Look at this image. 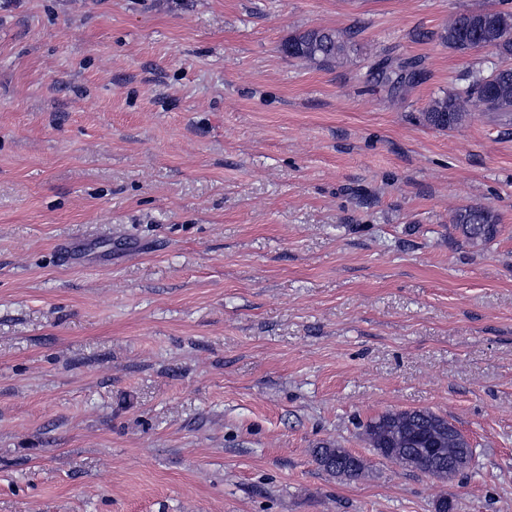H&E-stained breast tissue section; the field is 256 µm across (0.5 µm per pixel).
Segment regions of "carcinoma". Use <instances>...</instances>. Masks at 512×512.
<instances>
[{"instance_id":"obj_1","label":"carcinoma","mask_w":512,"mask_h":512,"mask_svg":"<svg viewBox=\"0 0 512 512\" xmlns=\"http://www.w3.org/2000/svg\"><path fill=\"white\" fill-rule=\"evenodd\" d=\"M493 22L495 53L512 58V10H476L453 17L438 34L440 42L457 52L466 53L485 47L486 40L475 35L473 22L480 18ZM347 32L310 29L296 34L285 42L283 51L291 58L328 67L344 58L349 51ZM472 111L512 115V67L503 66L487 75L472 77L461 91H444L431 99L424 110L428 124L447 129L461 124ZM452 223L466 241L476 244L492 241L498 232L499 217L490 207H465L452 215ZM365 439L387 460L411 468L413 453L434 444L438 439L448 448L456 447L448 435V420L428 410L389 411L366 424ZM350 451L333 443H323L313 450L314 460L323 471L348 480L359 479L366 473L362 461L347 467L342 459Z\"/></svg>"}]
</instances>
